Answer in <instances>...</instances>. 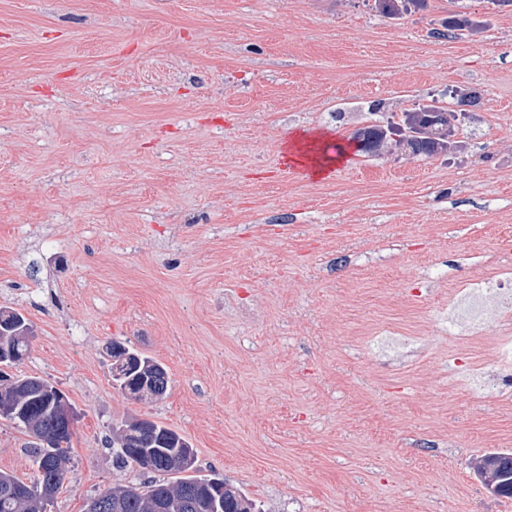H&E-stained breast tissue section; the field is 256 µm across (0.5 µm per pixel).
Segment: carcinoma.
Segmentation results:
<instances>
[{"instance_id": "1", "label": "carcinoma", "mask_w": 512, "mask_h": 512, "mask_svg": "<svg viewBox=\"0 0 512 512\" xmlns=\"http://www.w3.org/2000/svg\"><path fill=\"white\" fill-rule=\"evenodd\" d=\"M423 5L426 0H375V8L389 18L399 17L406 4ZM453 31H473V22L453 17L443 22L437 36L448 37ZM406 113L399 121L387 125L360 128L353 137L361 143L360 152L374 153L381 133L387 134L405 126ZM448 120L413 139V155L431 157L443 147L444 127ZM29 327L27 320L16 311H0V339L14 350V363L26 355L29 343L22 331ZM48 382L39 377L24 376L12 379L3 387L5 394L27 409V419L18 423L32 437L52 438L54 454L46 461L37 479L28 484L17 476L0 472V512H42L43 500L54 499L62 489L72 467L70 456L73 431L69 430L50 411V399L43 392ZM161 438L141 436L130 422L112 427V447L118 467H129L144 476L143 482L132 486H117L108 491L109 499L100 512H262L261 504L216 476L199 475L196 455L190 443L176 431L156 422H149ZM492 466L493 494L512 498V452H493L483 459Z\"/></svg>"}]
</instances>
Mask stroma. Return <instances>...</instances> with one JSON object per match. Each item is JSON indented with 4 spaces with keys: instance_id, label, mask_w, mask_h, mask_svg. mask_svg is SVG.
Instances as JSON below:
<instances>
[{
    "instance_id": "stroma-1",
    "label": "stroma",
    "mask_w": 512,
    "mask_h": 512,
    "mask_svg": "<svg viewBox=\"0 0 512 512\" xmlns=\"http://www.w3.org/2000/svg\"><path fill=\"white\" fill-rule=\"evenodd\" d=\"M453 14L473 32L435 38ZM458 89L480 101L457 153L351 150ZM296 132L345 160L308 176ZM508 232L512 5L0 0V310L34 330L11 372L79 415L48 512L139 482L112 462L131 417L266 512H512L474 473L512 451V404L465 397L440 310L512 266ZM114 340L165 365V396L113 386ZM30 442L0 420V471L32 481Z\"/></svg>"
}]
</instances>
